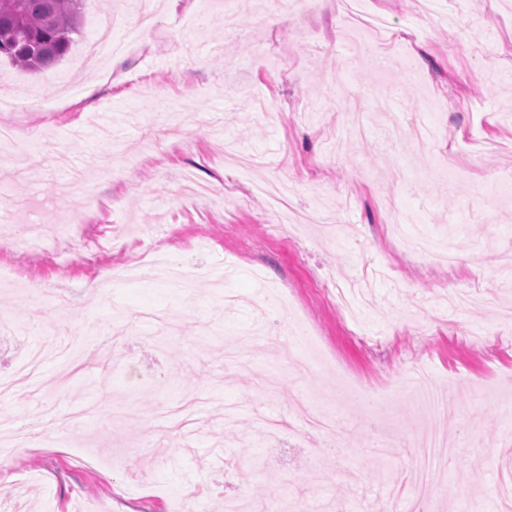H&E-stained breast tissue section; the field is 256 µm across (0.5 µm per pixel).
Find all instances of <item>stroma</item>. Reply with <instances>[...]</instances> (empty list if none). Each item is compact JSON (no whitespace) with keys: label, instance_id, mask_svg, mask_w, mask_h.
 I'll return each mask as SVG.
<instances>
[{"label":"stroma","instance_id":"1","mask_svg":"<svg viewBox=\"0 0 512 512\" xmlns=\"http://www.w3.org/2000/svg\"><path fill=\"white\" fill-rule=\"evenodd\" d=\"M136 0H83L52 73L0 58V512H380L405 487L435 512H498L512 479V0H360L389 32L350 28L336 0H150L137 48L113 42ZM288 16L271 24L272 14ZM41 95L38 111L24 99ZM395 95L412 109L386 108ZM294 189L329 228L289 232L260 194ZM85 241L34 260L39 235ZM452 249L455 270L416 253ZM235 265L244 277L228 279ZM116 268L102 308L93 287ZM66 290L67 309L29 291ZM450 391L437 421L462 450L446 491L413 480L415 369ZM335 417L319 452L301 406ZM284 420L270 439L258 419Z\"/></svg>","mask_w":512,"mask_h":512}]
</instances>
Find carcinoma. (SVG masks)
I'll return each mask as SVG.
<instances>
[{
    "label": "carcinoma",
    "instance_id": "carcinoma-1",
    "mask_svg": "<svg viewBox=\"0 0 512 512\" xmlns=\"http://www.w3.org/2000/svg\"><path fill=\"white\" fill-rule=\"evenodd\" d=\"M82 0H0V57L42 73L69 55Z\"/></svg>",
    "mask_w": 512,
    "mask_h": 512
}]
</instances>
